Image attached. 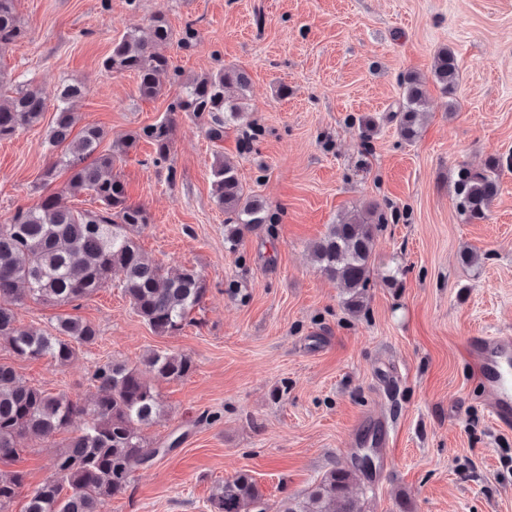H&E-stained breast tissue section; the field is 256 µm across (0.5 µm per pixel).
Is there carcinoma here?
Listing matches in <instances>:
<instances>
[{
	"label": "carcinoma",
	"mask_w": 512,
	"mask_h": 512,
	"mask_svg": "<svg viewBox=\"0 0 512 512\" xmlns=\"http://www.w3.org/2000/svg\"><path fill=\"white\" fill-rule=\"evenodd\" d=\"M15 0H0V51L25 36ZM174 31L165 13L154 14L147 31L130 29L113 43L103 60L107 72H131L138 78L140 97L157 98L167 83L183 86L181 95L167 105L166 115L115 141L112 150L99 151L103 129L85 125L72 136L74 105L84 95L79 84H63L54 93L55 117L47 143L66 149L41 174L49 186L57 173H69L66 186L50 193L34 207L17 209L0 224V349L24 359L48 358L63 367L77 347L95 343L99 330L76 317L58 320L52 330L18 324L15 307L28 300L70 304L90 298L112 285V273H122L119 288L131 310L158 336L181 330L193 322L192 311L202 303L207 284L193 268L170 273L146 258L137 243L150 224L145 207L128 200L126 185L116 172L118 163L141 140L153 147L151 162L167 167V179H176L170 164L177 117L194 121L206 139L218 148L211 169L216 205L224 212V244L236 253L245 233L278 222L258 195L246 190L234 161L220 152L224 133L238 132L239 146L250 149L260 135L250 120L247 102L250 76L242 67L183 78L170 58L155 50L173 42ZM432 80L451 95L459 84L454 53L438 51ZM405 94L391 111L406 142L417 137L424 117L425 82L415 74L403 79ZM45 90L31 82L10 91L0 84V140L41 123L47 109ZM512 167V155L494 154L483 168L459 165L453 181L456 209L467 223L488 218L499 192L498 170ZM82 190L98 203L95 210L77 211L66 195ZM400 218L377 204L365 212L346 215L331 225L312 246L314 260L328 278L337 280L346 305L365 309L370 265L378 227ZM152 374L148 379L127 362L110 361L93 376L98 389L90 401L74 400L65 393H48L20 381L13 365L0 361V462L17 453L18 440L43 441L67 434L53 462V474L37 488L26 512H111L112 500L123 495L134 467L146 465L165 452L147 441L144 431L163 414L155 382L178 380L194 371L192 359L179 353L152 351L142 360ZM351 470L338 467L326 473L302 498H287L277 512H365L363 494L353 491ZM24 484L20 472H0V512L8 507ZM209 512H268L254 478L237 473L224 479L209 498Z\"/></svg>",
	"instance_id": "carcinoma-1"
}]
</instances>
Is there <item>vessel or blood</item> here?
<instances>
[{
    "label": "vessel or blood",
    "mask_w": 512,
    "mask_h": 512,
    "mask_svg": "<svg viewBox=\"0 0 512 512\" xmlns=\"http://www.w3.org/2000/svg\"><path fill=\"white\" fill-rule=\"evenodd\" d=\"M464 353L486 387L495 393L490 416L498 428H512V334L482 332L467 336Z\"/></svg>",
    "instance_id": "1"
}]
</instances>
